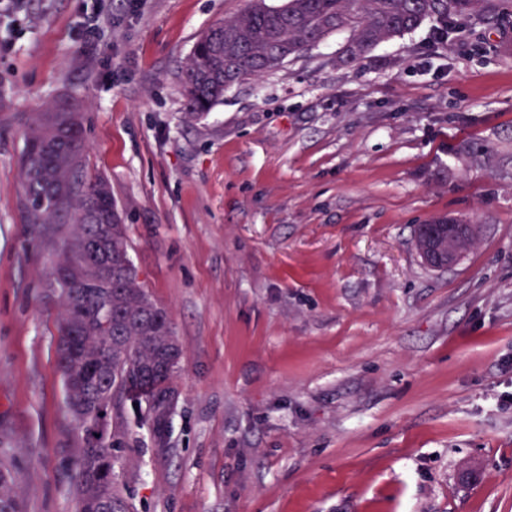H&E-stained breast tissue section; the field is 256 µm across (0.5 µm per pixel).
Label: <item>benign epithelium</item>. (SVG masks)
I'll return each instance as SVG.
<instances>
[{
  "instance_id": "7a95c632",
  "label": "benign epithelium",
  "mask_w": 512,
  "mask_h": 512,
  "mask_svg": "<svg viewBox=\"0 0 512 512\" xmlns=\"http://www.w3.org/2000/svg\"><path fill=\"white\" fill-rule=\"evenodd\" d=\"M427 242L419 245L424 264L432 269L447 270L459 264L465 252L461 244L477 238V225L447 220L443 224H428L420 228Z\"/></svg>"
}]
</instances>
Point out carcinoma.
I'll return each mask as SVG.
<instances>
[{"label":"carcinoma","instance_id":"cac0c4a2","mask_svg":"<svg viewBox=\"0 0 512 512\" xmlns=\"http://www.w3.org/2000/svg\"><path fill=\"white\" fill-rule=\"evenodd\" d=\"M512 18V0H254L209 27L181 69L188 115L200 118L233 83L280 68L335 31L348 33L342 58L356 63L382 42L425 21ZM86 145L82 114H35L22 154L28 222L63 257L51 287L62 300L57 356L68 406L84 418L76 458L77 512H129L115 482L114 451L131 426L174 412L181 348L171 320L141 287L107 181L83 187L74 174ZM18 473L0 465V512H22Z\"/></svg>","mask_w":512,"mask_h":512}]
</instances>
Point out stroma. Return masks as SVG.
Returning a JSON list of instances; mask_svg holds the SVG:
<instances>
[{"label": "stroma", "instance_id": "1", "mask_svg": "<svg viewBox=\"0 0 512 512\" xmlns=\"http://www.w3.org/2000/svg\"><path fill=\"white\" fill-rule=\"evenodd\" d=\"M248 4L0 15V447L25 512L76 508L62 255L21 187L28 123L62 105L182 347L176 412L115 464L134 512H512V21H427L352 65L337 32L188 118L184 60ZM458 214L478 248L427 267L416 226Z\"/></svg>", "mask_w": 512, "mask_h": 512}]
</instances>
